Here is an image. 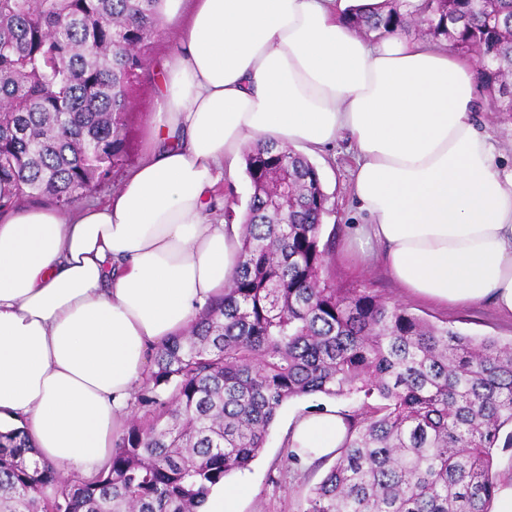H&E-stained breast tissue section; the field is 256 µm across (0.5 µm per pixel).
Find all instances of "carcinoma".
<instances>
[{
    "label": "carcinoma",
    "instance_id": "carcinoma-1",
    "mask_svg": "<svg viewBox=\"0 0 512 512\" xmlns=\"http://www.w3.org/2000/svg\"><path fill=\"white\" fill-rule=\"evenodd\" d=\"M164 0H0V210H69L121 161L133 91ZM346 17L368 35L414 21L475 58L477 84L512 112V0H392ZM236 276L155 352L128 425L90 479L0 433V512H201L265 448L288 401L361 400L301 512H490L512 448V341L433 323L326 275L330 197L303 154L259 140Z\"/></svg>",
    "mask_w": 512,
    "mask_h": 512
}]
</instances>
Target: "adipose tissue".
<instances>
[{
    "label": "adipose tissue",
    "instance_id": "1",
    "mask_svg": "<svg viewBox=\"0 0 512 512\" xmlns=\"http://www.w3.org/2000/svg\"><path fill=\"white\" fill-rule=\"evenodd\" d=\"M386 0H192L159 79L149 149L108 199L0 213V429L85 473L105 464L156 348L238 268L239 224L214 190L266 140L319 153L347 134L361 258L409 294L512 316V171L479 129L473 63L421 37L343 20ZM329 409L286 445L319 459L347 436Z\"/></svg>",
    "mask_w": 512,
    "mask_h": 512
}]
</instances>
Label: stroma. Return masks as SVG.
I'll use <instances>...</instances> for the list:
<instances>
[{"label":"stroma","mask_w":512,"mask_h":512,"mask_svg":"<svg viewBox=\"0 0 512 512\" xmlns=\"http://www.w3.org/2000/svg\"><path fill=\"white\" fill-rule=\"evenodd\" d=\"M190 7L189 0H167L166 22L158 37L149 47L148 62L135 90V105L129 116L127 156L122 167L114 169L109 181L92 193V200H101L112 194L122 180L126 169L135 166L147 149L146 129L156 108L155 71L176 53L180 43V19ZM483 109L478 113L481 130L491 135L498 146L499 162L512 167V115L495 112L487 93H479ZM325 191L330 196L331 214L326 218L323 233L330 237L332 246L328 256V271L336 284L346 288H370L377 294L405 305L409 310L431 322L446 323L460 331L478 336L512 339V319L501 316L492 305L442 307L406 295L386 271L380 257L366 263H355L349 244L356 224L363 218L352 202L349 169L353 152L348 138H340L336 145L312 158ZM322 406L343 412L354 409V402L324 395L307 396L288 402L279 411L263 452L248 469L237 471L224 480L225 487H242L238 512H300L305 497L325 475L326 466L295 465L286 459L284 439L291 416L307 413Z\"/></svg>","instance_id":"35a3bbf8"}]
</instances>
